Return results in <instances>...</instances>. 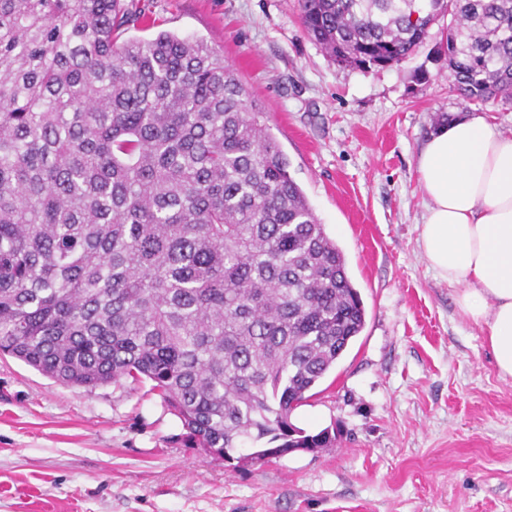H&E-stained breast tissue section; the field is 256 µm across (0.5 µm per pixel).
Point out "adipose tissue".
<instances>
[{
    "instance_id": "1",
    "label": "adipose tissue",
    "mask_w": 512,
    "mask_h": 512,
    "mask_svg": "<svg viewBox=\"0 0 512 512\" xmlns=\"http://www.w3.org/2000/svg\"><path fill=\"white\" fill-rule=\"evenodd\" d=\"M426 197L419 245L456 289V304L486 328L495 368L512 377V137L485 117L437 127L416 160Z\"/></svg>"
}]
</instances>
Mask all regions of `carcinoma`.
<instances>
[{"label": "carcinoma", "mask_w": 512, "mask_h": 512, "mask_svg": "<svg viewBox=\"0 0 512 512\" xmlns=\"http://www.w3.org/2000/svg\"><path fill=\"white\" fill-rule=\"evenodd\" d=\"M339 65L451 17L453 90L512 99V0H299ZM125 0H0V353L64 385L148 380L196 448H331L292 412L366 311L261 105L202 39L120 35Z\"/></svg>", "instance_id": "obj_1"}]
</instances>
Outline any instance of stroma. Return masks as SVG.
<instances>
[{
    "mask_svg": "<svg viewBox=\"0 0 512 512\" xmlns=\"http://www.w3.org/2000/svg\"><path fill=\"white\" fill-rule=\"evenodd\" d=\"M149 39L201 38L237 70L366 309L362 332L299 406L336 434L318 453L225 466L192 447L150 381L67 387L0 356V512H512V378L419 247L416 160L439 115L512 134V101L464 102L437 47L340 66L297 0H135Z\"/></svg>",
    "mask_w": 512,
    "mask_h": 512,
    "instance_id": "stroma-1",
    "label": "stroma"
}]
</instances>
